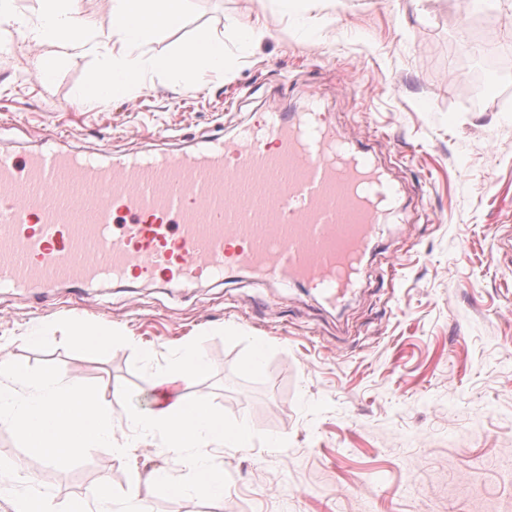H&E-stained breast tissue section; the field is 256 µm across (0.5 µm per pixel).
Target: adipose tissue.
I'll return each mask as SVG.
<instances>
[{
    "mask_svg": "<svg viewBox=\"0 0 512 512\" xmlns=\"http://www.w3.org/2000/svg\"><path fill=\"white\" fill-rule=\"evenodd\" d=\"M189 0H112L109 24L89 25L82 0H36L32 14L17 10L14 0H0V32L39 49L36 65L43 81H52L59 64L86 56L97 61L95 77L73 93L77 103L100 105L126 97L147 74L161 72L180 79H201L223 72L224 29L201 30L188 44L165 55L151 53L150 39L180 29ZM207 359L194 344L179 348L174 358L157 368L153 408L145 414L127 408L126 392L101 383L96 387L55 373L34 372L0 345V425L17 441L47 462L68 463L94 448H109L119 456L131 449L152 447L170 456L179 473L154 470L133 478L124 492L123 512H143L142 482L175 497L224 496L223 468L211 464L212 448L251 450L255 434L249 420L226 422L209 400L180 392L181 384L203 374ZM122 414L123 428L114 416ZM106 489L94 487L57 503L34 491L17 498L14 512H111Z\"/></svg>",
    "mask_w": 512,
    "mask_h": 512,
    "instance_id": "adipose-tissue-1",
    "label": "adipose tissue"
}]
</instances>
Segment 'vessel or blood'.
<instances>
[{"label":"vessel or blood","instance_id":"vessel-or-blood-1","mask_svg":"<svg viewBox=\"0 0 512 512\" xmlns=\"http://www.w3.org/2000/svg\"><path fill=\"white\" fill-rule=\"evenodd\" d=\"M398 190L319 117L270 111L199 152L115 160L0 153V288L221 279L303 282L345 299Z\"/></svg>","mask_w":512,"mask_h":512}]
</instances>
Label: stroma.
<instances>
[{
  "label": "stroma",
  "instance_id": "obj_1",
  "mask_svg": "<svg viewBox=\"0 0 512 512\" xmlns=\"http://www.w3.org/2000/svg\"><path fill=\"white\" fill-rule=\"evenodd\" d=\"M232 16L273 38L243 42L224 25ZM214 26L224 29L223 73L203 83L153 73L105 107L71 101L93 58L61 66L47 86L35 49L0 39V151L204 149L252 113L301 112L317 93L401 190L357 288L331 305L305 284L237 271L221 282L97 285L74 306L61 288L37 308L0 291V345L38 372L88 385L111 377L144 413L155 371L134 343L157 365L195 343L210 370L187 393L211 398L226 421L247 416L255 446L213 454L223 499L145 484L150 512H512V256L497 247L512 229V76L476 104L457 62L478 27L512 56V0L471 14L465 0H330L290 16L275 0H190L182 28L150 48L168 52ZM101 320L126 344L89 354L71 341L73 323ZM34 322L48 327L43 344L24 339ZM255 338L265 362L251 371ZM272 437L280 447H268ZM171 465L145 448H97L58 468L0 425V483L19 494L60 502L103 486L121 512L132 472Z\"/></svg>",
  "mask_w": 512,
  "mask_h": 512
}]
</instances>
